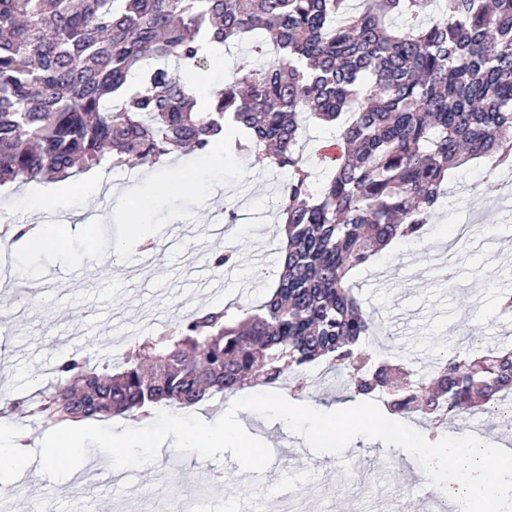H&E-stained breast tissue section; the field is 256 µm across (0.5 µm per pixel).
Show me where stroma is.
<instances>
[{"instance_id": "35a3bbf8", "label": "stroma", "mask_w": 512, "mask_h": 512, "mask_svg": "<svg viewBox=\"0 0 512 512\" xmlns=\"http://www.w3.org/2000/svg\"><path fill=\"white\" fill-rule=\"evenodd\" d=\"M302 127L303 159L325 176L321 150L332 144V133L311 118ZM237 137L234 131L227 134L220 164L206 154L176 151L169 163L153 167H102L65 183L32 181L0 190V215L24 224L30 200L53 195L56 205L43 215L49 222L70 215L74 192L87 189L84 217L101 221L103 239L132 218L141 239L156 249L152 261L131 249L113 266L92 257L80 235L59 249L0 247V407L38 395L55 365L72 352L111 360L135 342L160 338L175 316L221 307L229 298L246 308L266 300L280 271L284 242L278 208L288 174L255 165L236 150ZM488 172V165L476 160L457 170L423 240L390 243L352 275L355 296L385 329L375 350L416 375L432 374L438 358L449 348L465 346L471 330L487 346L512 347V336H503L499 327V296L512 293V198L499 190L482 193ZM128 193L147 201L137 215L123 203ZM228 205L238 210L239 223L225 228L222 240H210V224ZM217 252L233 254L235 261L221 271L223 295L213 296L199 269L210 266ZM306 373L311 385L287 393L288 401L323 412L358 403L354 393L337 388L325 364L309 366ZM237 417L265 443L286 440L289 456L279 459L271 484L254 486L228 452L203 461L163 449L155 463L124 470L122 484L80 492L77 475L55 482L43 473L36 444L28 450L27 469L14 482L25 488L29 512H115L113 503L129 483L151 490L148 500L134 503L135 512H164L171 499L183 512H281L279 500L268 493L273 484L296 493L319 487L310 512H422L417 489L397 481L401 472L416 483L426 478L406 451L360 437L343 456L317 454L282 421L250 411ZM475 427L481 439L512 447V424L486 413L469 422H449L444 433L461 436ZM369 454L378 480L349 478L347 465ZM214 474L224 477L223 494L208 499L204 493Z\"/></svg>"}]
</instances>
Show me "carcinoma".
Instances as JSON below:
<instances>
[{"label": "carcinoma", "mask_w": 512, "mask_h": 512, "mask_svg": "<svg viewBox=\"0 0 512 512\" xmlns=\"http://www.w3.org/2000/svg\"><path fill=\"white\" fill-rule=\"evenodd\" d=\"M250 44L247 62L198 107L169 63ZM337 129L327 179L299 150L300 120ZM236 150L288 172L282 269L254 312L230 303L182 316L114 369L74 352L29 411L55 424L192 407L322 360L357 395L433 428L499 411L512 348L476 337L424 381L359 347L378 334L349 274L395 239L417 244L442 184L471 160L512 168V0H0V186L63 181L111 161L154 165ZM236 312H231V309Z\"/></svg>", "instance_id": "obj_1"}]
</instances>
